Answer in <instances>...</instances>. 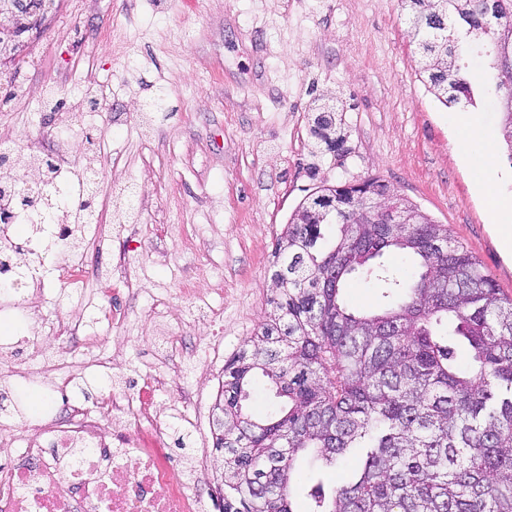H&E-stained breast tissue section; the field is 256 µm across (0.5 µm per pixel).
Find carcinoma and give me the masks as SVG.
Instances as JSON below:
<instances>
[{"label":"carcinoma","mask_w":512,"mask_h":512,"mask_svg":"<svg viewBox=\"0 0 512 512\" xmlns=\"http://www.w3.org/2000/svg\"><path fill=\"white\" fill-rule=\"evenodd\" d=\"M425 85L447 107L475 104L465 59L489 58L488 83L502 114L512 161V0H400ZM44 0H0L33 18ZM312 135L324 150H344V108L311 107ZM50 163L18 157L0 171L11 203L4 221L37 205L73 213L51 240L76 249L92 223L96 196L57 193L48 206L18 170ZM382 202L401 224H368L360 202ZM15 231L0 254L16 269L46 257ZM417 259L410 279L377 262L389 249ZM276 286L270 320L253 350L224 366L214 409V448L224 452L223 512H512V297L448 226L377 178L321 186L293 212L274 251ZM358 273L381 291L382 309L353 312L342 300L346 276ZM465 342L456 361L448 337ZM269 379L282 399L263 423L243 413L248 377ZM346 481L325 488L334 468Z\"/></svg>","instance_id":"obj_1"}]
</instances>
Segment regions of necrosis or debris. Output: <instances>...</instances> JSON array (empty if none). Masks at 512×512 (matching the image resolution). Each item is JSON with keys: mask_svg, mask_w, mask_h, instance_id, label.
<instances>
[{"mask_svg": "<svg viewBox=\"0 0 512 512\" xmlns=\"http://www.w3.org/2000/svg\"><path fill=\"white\" fill-rule=\"evenodd\" d=\"M51 336L79 343L81 360L105 371L114 357L97 351L96 338L80 318L58 319ZM177 374L155 371L141 379L137 393L110 389L91 412L78 400L51 408L32 433L0 429V446L9 448L0 466V512H205L207 502L224 494L211 478L208 451L199 446L192 477L170 460L171 435L158 421L156 393L178 388ZM115 429L104 438L100 414Z\"/></svg>", "mask_w": 512, "mask_h": 512, "instance_id": "1", "label": "necrosis or debris"}]
</instances>
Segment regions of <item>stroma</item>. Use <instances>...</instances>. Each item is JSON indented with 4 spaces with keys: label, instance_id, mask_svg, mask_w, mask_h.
Instances as JSON below:
<instances>
[{
    "label": "stroma",
    "instance_id": "stroma-1",
    "mask_svg": "<svg viewBox=\"0 0 512 512\" xmlns=\"http://www.w3.org/2000/svg\"><path fill=\"white\" fill-rule=\"evenodd\" d=\"M21 40L19 65L0 71L25 74L29 105H0V132H44L45 84L64 86L74 104L89 84L104 87L112 111L74 114L54 132L99 134V193L112 200V220L85 230L105 242L90 259L93 277L68 285L53 273L38 295L17 296L11 332L0 335V392L42 395L14 376L20 355L67 363L79 351L46 338L42 319L84 313L118 275L136 288L124 302L129 320L98 328L124 349L115 382L153 367L162 345L150 340V311L189 306V288L206 289L224 318L186 323L183 345L220 339L228 357L250 348L278 296L273 253L291 213L318 186L368 175L447 225L512 296V246L491 209L512 201L500 114L480 99L488 162L453 123L465 107H446L422 82L399 0H54ZM159 93L171 109L149 113ZM323 94L346 109L340 155L314 147L310 105ZM182 374L185 391L159 403L179 408L203 389L213 430L223 362L196 359Z\"/></svg>",
    "mask_w": 512,
    "mask_h": 512
}]
</instances>
